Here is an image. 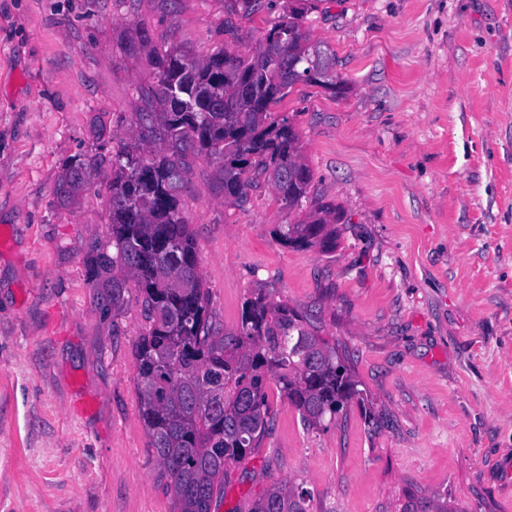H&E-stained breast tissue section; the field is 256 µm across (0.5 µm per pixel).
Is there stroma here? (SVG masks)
<instances>
[{
    "instance_id": "stroma-1",
    "label": "stroma",
    "mask_w": 512,
    "mask_h": 512,
    "mask_svg": "<svg viewBox=\"0 0 512 512\" xmlns=\"http://www.w3.org/2000/svg\"><path fill=\"white\" fill-rule=\"evenodd\" d=\"M231 4L0 0V512H173L139 416L142 307L101 317L85 258L112 247V157L158 109L150 49L254 50L295 0ZM303 25L342 83L272 108L312 171L300 208L262 175L227 197L191 155L182 215L220 332L258 292L300 309L375 416L309 432L271 394L273 425L212 512H251L276 480L309 512H398L411 494L512 512V0H320ZM76 155L89 185L66 204ZM329 203L335 250L276 236Z\"/></svg>"
}]
</instances>
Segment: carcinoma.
I'll list each match as a JSON object with an SVG mask.
<instances>
[{"mask_svg": "<svg viewBox=\"0 0 512 512\" xmlns=\"http://www.w3.org/2000/svg\"><path fill=\"white\" fill-rule=\"evenodd\" d=\"M304 14L272 23L251 53L219 50L204 60L174 47L150 52L153 95L162 112L140 113L141 131L113 157L109 224L112 253L92 245L86 276L105 316L118 314L135 287L148 325L136 342L140 417L174 512H211L224 493V468L259 447L272 419L270 386L308 430L326 429L365 398L340 345L318 334L298 309L257 295L237 332L218 335L179 188L188 168L174 155L191 149L221 163L224 195L246 196L252 173L268 174L283 207H298L312 171L300 134L270 106L297 83L336 88V53L312 42ZM88 164L64 165L60 195L88 185ZM336 208L278 229L300 247H336ZM308 494L275 482L252 512H308ZM401 512H465L446 495L408 498Z\"/></svg>", "mask_w": 512, "mask_h": 512, "instance_id": "cac0c4a2", "label": "carcinoma"}]
</instances>
